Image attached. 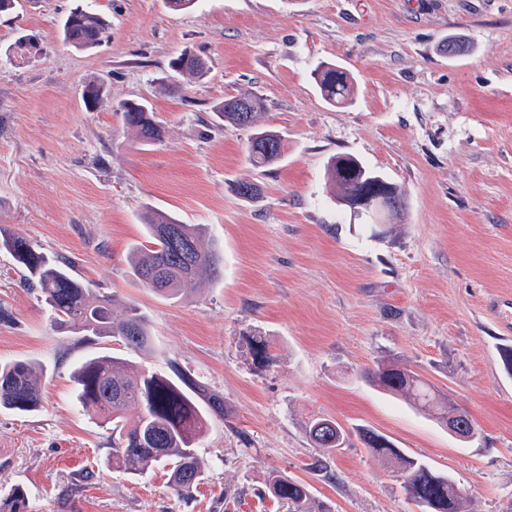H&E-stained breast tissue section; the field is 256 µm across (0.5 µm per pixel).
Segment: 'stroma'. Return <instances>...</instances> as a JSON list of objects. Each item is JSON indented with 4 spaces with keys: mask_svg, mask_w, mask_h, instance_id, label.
<instances>
[{
    "mask_svg": "<svg viewBox=\"0 0 512 512\" xmlns=\"http://www.w3.org/2000/svg\"><path fill=\"white\" fill-rule=\"evenodd\" d=\"M110 27L95 48L61 39L76 6ZM23 34L39 50H12ZM472 46L449 58L451 37ZM184 52L205 76L169 79ZM350 71V102L321 97L313 70ZM104 94L93 108L85 82ZM265 99L259 125L282 137L280 163L255 168L251 129L219 120L224 98ZM148 102L161 142L142 144L121 107ZM350 154L396 184L404 215L372 223L327 180ZM239 181L257 198L236 195ZM206 230L224 275L173 302L141 288L128 253L147 241L151 212ZM0 232L71 261L74 276L134 304L153 349L142 367L172 368L224 400L197 443L204 474L190 494L159 462L113 469L109 430L76 399L72 372L112 338L79 342L56 329L38 291L0 253V363L43 367L29 414L0 409V488L22 486L26 512H288L271 474L312 488L331 512H419L402 481L359 437L385 434L406 454L452 474L469 512H512V374L501 313L512 301V0H19L0 16ZM269 342L259 368L249 336ZM411 366L475 420L464 441L363 373ZM315 416L349 438L311 470Z\"/></svg>",
    "mask_w": 512,
    "mask_h": 512,
    "instance_id": "1",
    "label": "stroma"
}]
</instances>
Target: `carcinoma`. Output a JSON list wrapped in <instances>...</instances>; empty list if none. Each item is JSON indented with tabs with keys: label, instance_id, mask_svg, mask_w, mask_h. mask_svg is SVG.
<instances>
[{
	"label": "carcinoma",
	"instance_id": "cac0c4a2",
	"mask_svg": "<svg viewBox=\"0 0 512 512\" xmlns=\"http://www.w3.org/2000/svg\"><path fill=\"white\" fill-rule=\"evenodd\" d=\"M108 30V23L93 11L76 9L63 23L65 41L77 49L98 45ZM172 77L206 73L205 64L195 56L181 54L170 62ZM314 81L322 98L331 105H343L352 99L354 81L343 67L325 63L315 69ZM264 99L253 93H241L220 102L215 112L226 122L256 129L251 136L247 157L258 168L271 167L281 159V149L268 154L258 147L271 131L257 128ZM124 121L134 128L140 142L152 144L162 140V127L144 103L128 101L122 105ZM340 154L329 164L330 183L340 201L354 196L372 170L360 166L346 172ZM151 247L134 246L130 270L142 287L167 300H179L184 287L204 284L221 274L222 258L214 249L202 244L204 228L183 224L175 218L154 212L146 217ZM9 253L24 273V280L38 288L50 309L54 327L83 337H112L129 352L143 354L151 349V331L146 316L134 304L127 306L126 316L112 319L116 299L101 294L74 278L71 263L52 258L21 237L0 233V251ZM269 343L262 337L250 342L253 361L262 367L273 363ZM368 381L384 392L405 397L433 413L442 425L462 413L447 397L435 394L413 370L397 363L377 364L366 373ZM78 399L87 411L112 430V466L130 475L144 473L159 461L170 464L172 490L187 494L201 480L203 463L196 455L195 444L214 413L223 411V402L215 397L202 398V385L177 368L168 376L144 368L109 353L95 354L83 360L74 371ZM40 389L36 367L32 362L17 361L0 365V407L18 413L32 412L39 404ZM139 409L136 417L128 416L131 408ZM307 434L315 447L325 454L345 442L346 431L336 421L316 417ZM360 438L371 454L384 458L403 477L409 498L425 512H466V494L460 486L448 484V474L432 470L424 462L405 455L392 446L383 434L360 430ZM271 496L292 505L293 512H326L314 499L308 484L285 475H276L268 483ZM26 495L14 487L0 496V512H25Z\"/></svg>",
	"mask_w": 512,
	"mask_h": 512
}]
</instances>
